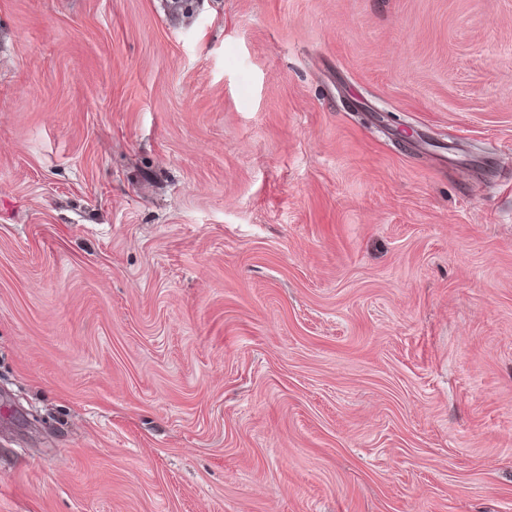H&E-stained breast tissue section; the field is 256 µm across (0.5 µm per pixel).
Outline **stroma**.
<instances>
[{
	"instance_id": "35a3bbf8",
	"label": "stroma",
	"mask_w": 512,
	"mask_h": 512,
	"mask_svg": "<svg viewBox=\"0 0 512 512\" xmlns=\"http://www.w3.org/2000/svg\"><path fill=\"white\" fill-rule=\"evenodd\" d=\"M0 512H512V0H0Z\"/></svg>"
}]
</instances>
